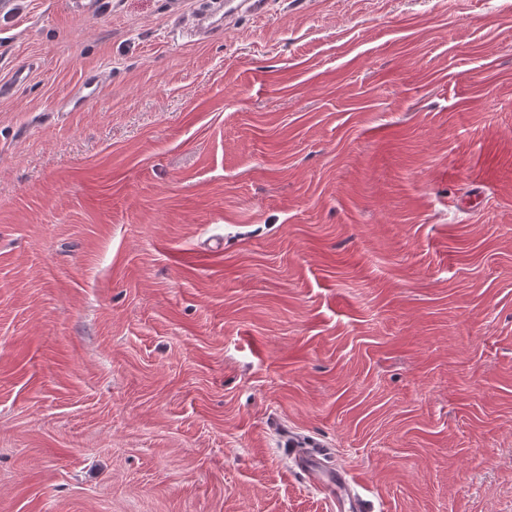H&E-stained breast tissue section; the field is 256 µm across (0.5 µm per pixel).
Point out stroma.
<instances>
[{
  "mask_svg": "<svg viewBox=\"0 0 512 512\" xmlns=\"http://www.w3.org/2000/svg\"><path fill=\"white\" fill-rule=\"evenodd\" d=\"M197 5L0 18V512H512V0ZM203 7L190 27V34L194 36H206L212 32V17L221 12V22L224 28L230 20L238 15L243 8L249 9L255 14L263 13L266 9L267 0H224V1H203ZM297 467L314 484L322 485L333 500L344 505L349 504L353 512L367 510L365 501L353 493L352 482L346 473L328 468L320 454L313 451L302 450L296 456Z\"/></svg>",
  "mask_w": 512,
  "mask_h": 512,
  "instance_id": "stroma-1",
  "label": "stroma"
}]
</instances>
